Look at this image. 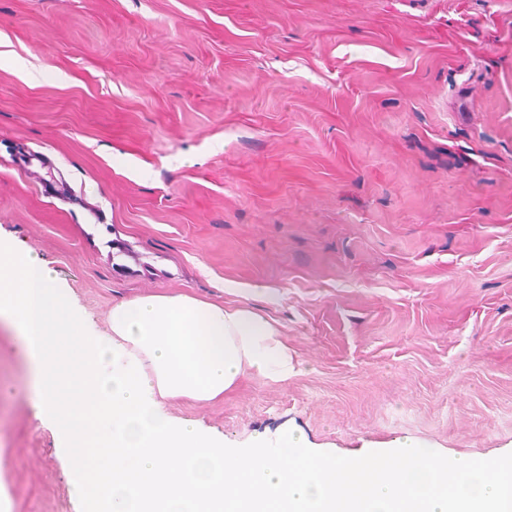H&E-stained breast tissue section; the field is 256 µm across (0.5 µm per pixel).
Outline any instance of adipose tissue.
I'll list each match as a JSON object with an SVG mask.
<instances>
[{"label": "adipose tissue", "mask_w": 512, "mask_h": 512, "mask_svg": "<svg viewBox=\"0 0 512 512\" xmlns=\"http://www.w3.org/2000/svg\"><path fill=\"white\" fill-rule=\"evenodd\" d=\"M0 322L75 461L83 512H512V464L488 477L411 442L331 458L297 433L234 447L165 415L172 400L222 398L247 370L292 374L276 326L249 307L139 295L100 333L45 261L0 244Z\"/></svg>", "instance_id": "obj_1"}]
</instances>
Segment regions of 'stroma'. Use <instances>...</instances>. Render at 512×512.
I'll use <instances>...</instances> for the list:
<instances>
[{
  "label": "stroma",
  "instance_id": "1",
  "mask_svg": "<svg viewBox=\"0 0 512 512\" xmlns=\"http://www.w3.org/2000/svg\"><path fill=\"white\" fill-rule=\"evenodd\" d=\"M0 241L100 332L278 289L293 375L163 408L226 444L512 461V0H0ZM0 458L81 512L4 325Z\"/></svg>",
  "mask_w": 512,
  "mask_h": 512
}]
</instances>
